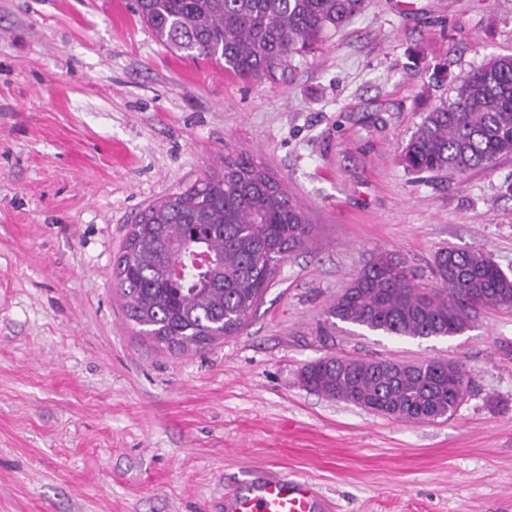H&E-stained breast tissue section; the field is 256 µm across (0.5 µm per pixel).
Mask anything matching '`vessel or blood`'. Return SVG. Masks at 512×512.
<instances>
[{
	"mask_svg": "<svg viewBox=\"0 0 512 512\" xmlns=\"http://www.w3.org/2000/svg\"><path fill=\"white\" fill-rule=\"evenodd\" d=\"M326 505L308 480L289 474H265L242 493L224 498V512H324Z\"/></svg>",
	"mask_w": 512,
	"mask_h": 512,
	"instance_id": "vessel-or-blood-1",
	"label": "vessel or blood"
}]
</instances>
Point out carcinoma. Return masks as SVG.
Wrapping results in <instances>:
<instances>
[{
	"label": "carcinoma",
	"mask_w": 512,
	"mask_h": 512,
	"mask_svg": "<svg viewBox=\"0 0 512 512\" xmlns=\"http://www.w3.org/2000/svg\"><path fill=\"white\" fill-rule=\"evenodd\" d=\"M365 0H132L173 53L224 64L240 78L274 74L361 13ZM512 153V54L464 75L402 150L414 172L485 168ZM309 225L283 184L247 156L163 197L139 215L117 268L130 319L157 345L202 348L233 335ZM436 285L390 254L360 270L330 317L390 336H455L479 311L512 306V279L479 249L435 255ZM305 388L396 420L452 417L468 391L462 365L324 356L300 370Z\"/></svg>",
	"instance_id": "carcinoma-1"
}]
</instances>
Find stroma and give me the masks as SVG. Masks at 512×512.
Wrapping results in <instances>:
<instances>
[{
	"mask_svg": "<svg viewBox=\"0 0 512 512\" xmlns=\"http://www.w3.org/2000/svg\"><path fill=\"white\" fill-rule=\"evenodd\" d=\"M129 0H0V512H221L256 472L333 512H512V308L427 340L333 322L380 253L431 282L444 248L512 276V153L413 173L401 149L457 79L512 54V0H367L272 77L167 49ZM269 169L310 219L238 333L156 347L116 261L136 215L224 157ZM326 355L462 364L450 419L307 391Z\"/></svg>",
	"mask_w": 512,
	"mask_h": 512,
	"instance_id": "1",
	"label": "stroma"
}]
</instances>
